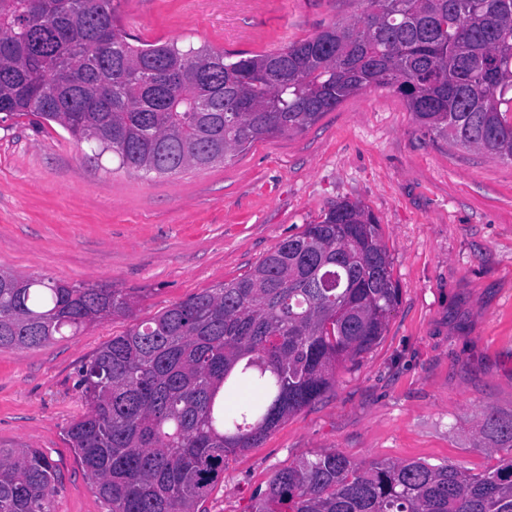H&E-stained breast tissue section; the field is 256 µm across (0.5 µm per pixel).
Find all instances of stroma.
<instances>
[{"mask_svg":"<svg viewBox=\"0 0 512 512\" xmlns=\"http://www.w3.org/2000/svg\"><path fill=\"white\" fill-rule=\"evenodd\" d=\"M359 0H118L146 43L263 52L360 16ZM382 226L399 300L380 341L336 386L231 458L202 512H249L271 478L338 450L356 463L423 460L480 475L507 451L479 440L512 414V162L423 134L403 97L370 88L305 131L225 162L148 177L94 163L35 117L0 122V269L142 288L133 318L0 352V444L42 451L56 512H110L65 432L85 411L80 366L132 321L246 274L336 203Z\"/></svg>","mask_w":512,"mask_h":512,"instance_id":"1","label":"stroma"}]
</instances>
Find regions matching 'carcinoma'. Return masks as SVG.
<instances>
[{
    "label": "carcinoma",
    "mask_w": 512,
    "mask_h": 512,
    "mask_svg": "<svg viewBox=\"0 0 512 512\" xmlns=\"http://www.w3.org/2000/svg\"><path fill=\"white\" fill-rule=\"evenodd\" d=\"M354 19L250 53L142 43L114 0H0V121L54 122L145 176L223 163L389 87L420 129L512 160V0H363ZM381 225L359 201L306 224L247 274L112 337L79 370L66 440L111 512H199L237 454L319 401L375 345L398 300ZM144 290L0 270V350L130 318ZM251 386L238 405L217 399ZM479 435L512 449V416ZM48 458L0 447V512H56ZM250 512H512V456L481 475L330 450L278 471Z\"/></svg>",
    "instance_id": "obj_1"
}]
</instances>
